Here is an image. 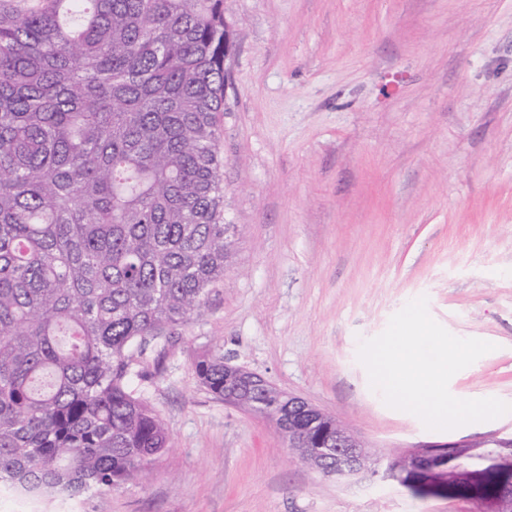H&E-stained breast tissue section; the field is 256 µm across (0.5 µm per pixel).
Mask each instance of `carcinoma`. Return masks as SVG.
Masks as SVG:
<instances>
[{
	"instance_id": "1",
	"label": "carcinoma",
	"mask_w": 512,
	"mask_h": 512,
	"mask_svg": "<svg viewBox=\"0 0 512 512\" xmlns=\"http://www.w3.org/2000/svg\"><path fill=\"white\" fill-rule=\"evenodd\" d=\"M232 42L224 0H0V482L18 492L107 494L172 447L130 365L233 250ZM195 369L217 398L239 388L219 351ZM239 397L284 411L274 385ZM509 480L466 459L439 488L475 501Z\"/></svg>"
}]
</instances>
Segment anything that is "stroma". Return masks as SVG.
<instances>
[{"label": "stroma", "mask_w": 512, "mask_h": 512, "mask_svg": "<svg viewBox=\"0 0 512 512\" xmlns=\"http://www.w3.org/2000/svg\"><path fill=\"white\" fill-rule=\"evenodd\" d=\"M220 117L235 252L185 326L132 363L173 448L103 496L0 487V512H472L377 478L336 480L273 423L227 405L196 361L223 351L335 415L382 457L480 439L512 413L426 429L357 358L409 301L494 351L461 399L512 404V0H224Z\"/></svg>", "instance_id": "35a3bbf8"}]
</instances>
